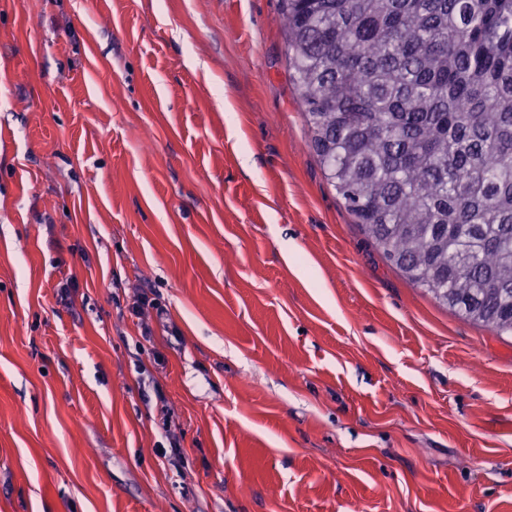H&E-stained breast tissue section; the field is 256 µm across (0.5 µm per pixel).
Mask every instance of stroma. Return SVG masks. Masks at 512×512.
Wrapping results in <instances>:
<instances>
[{"instance_id": "35a3bbf8", "label": "stroma", "mask_w": 512, "mask_h": 512, "mask_svg": "<svg viewBox=\"0 0 512 512\" xmlns=\"http://www.w3.org/2000/svg\"><path fill=\"white\" fill-rule=\"evenodd\" d=\"M307 141L279 0H0V512H512V335Z\"/></svg>"}]
</instances>
